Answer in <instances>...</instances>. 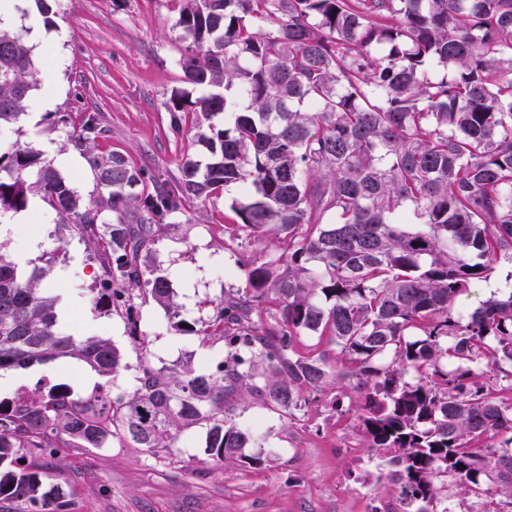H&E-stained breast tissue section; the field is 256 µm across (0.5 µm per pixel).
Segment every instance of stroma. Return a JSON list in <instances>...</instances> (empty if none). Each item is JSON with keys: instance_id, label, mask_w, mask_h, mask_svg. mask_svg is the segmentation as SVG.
Listing matches in <instances>:
<instances>
[{"instance_id": "stroma-1", "label": "stroma", "mask_w": 512, "mask_h": 512, "mask_svg": "<svg viewBox=\"0 0 512 512\" xmlns=\"http://www.w3.org/2000/svg\"><path fill=\"white\" fill-rule=\"evenodd\" d=\"M47 38L32 59L40 72L27 111L16 132L0 137V148L18 142L41 153L77 191L83 203L99 197L88 155H120L145 174L146 187L175 184L183 158L201 159L206 147L192 120L172 129L168 110L176 92L198 96L183 83L178 60L186 44L174 22V0H56ZM50 108H42L43 96ZM100 131L89 151L71 141L87 116ZM237 186L190 201L155 236L145 259L166 276L173 301L189 319L206 323L228 290L245 288L240 259L278 258L274 237L248 244L225 235L235 223L231 209ZM42 237L37 259L54 258L51 280L69 306L64 324H94L95 335L122 351L124 366L113 389L132 392L142 360L160 368L192 358L205 368L224 355L222 342H201L176 332L166 310L147 291L133 292L137 325L122 312L94 310L91 290L100 275L92 250L71 225L60 223L40 198H32ZM512 291V263L499 261L483 281L472 283L456 300L467 313L490 295ZM144 337L135 348L131 334ZM23 385L63 384L74 394L91 393L104 377L72 358L23 371ZM356 398H319L295 416L251 401L238 405L236 422L260 438L270 456L260 466L217 465L205 452L206 430L185 431L175 448L157 458L140 448L113 443L109 448H62L33 457L51 483L67 492L71 512H389L397 495L377 480L365 438L356 428Z\"/></svg>"}]
</instances>
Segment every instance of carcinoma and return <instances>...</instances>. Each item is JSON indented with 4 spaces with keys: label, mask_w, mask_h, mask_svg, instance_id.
I'll use <instances>...</instances> for the list:
<instances>
[{
    "label": "carcinoma",
    "mask_w": 512,
    "mask_h": 512,
    "mask_svg": "<svg viewBox=\"0 0 512 512\" xmlns=\"http://www.w3.org/2000/svg\"><path fill=\"white\" fill-rule=\"evenodd\" d=\"M178 2L182 80L201 95L172 97L171 124L194 113L209 160H185L173 191L138 192L141 170L90 155L101 196L85 205L17 144L0 152V218L39 197L93 249L94 308L129 313L131 292L145 289L176 331L223 341L225 356L205 373L189 359L165 370L145 359L131 393L54 385L1 400L0 500L70 512L62 485L45 484L27 456L116 440L158 456L203 423L213 462L258 465L265 452L236 423L237 401L291 415L353 392L370 458L403 512H447L436 503L450 487L479 512H502L512 404L484 367L512 368V294L466 316L453 306L498 261L512 263V0ZM37 85L30 49L0 27V132ZM223 112L233 128L213 122ZM97 133L90 116L73 142L85 149ZM232 184L238 221L224 232L249 243L275 235L283 253L242 264L247 288L224 293L199 328L141 257L185 201ZM53 260L23 271L0 242V371L71 357L110 381L120 349L59 327ZM302 335L327 348L299 352Z\"/></svg>",
    "instance_id": "1"
}]
</instances>
